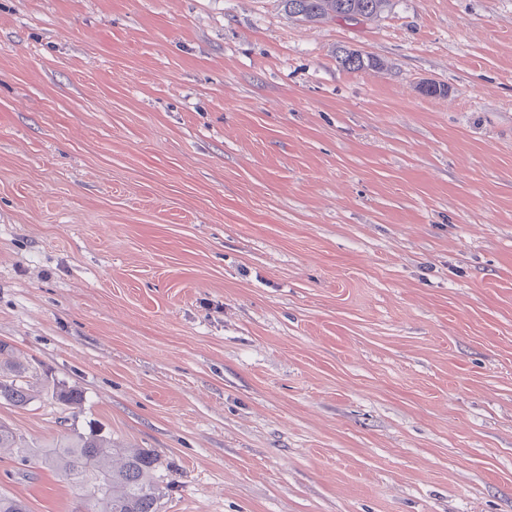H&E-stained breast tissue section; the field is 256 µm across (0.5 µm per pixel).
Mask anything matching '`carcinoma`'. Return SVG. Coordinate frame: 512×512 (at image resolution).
<instances>
[{
	"mask_svg": "<svg viewBox=\"0 0 512 512\" xmlns=\"http://www.w3.org/2000/svg\"><path fill=\"white\" fill-rule=\"evenodd\" d=\"M291 17L306 22L327 18L373 19L390 5V0H281ZM347 70H363L379 65L371 57L356 50H343L336 56ZM32 400L28 387L18 380L11 366L10 354L0 343V402L24 407ZM0 448L13 450L21 463L32 457L41 465L62 473L80 492L81 512H158L165 495L163 480L158 475L160 461L145 448H132L116 454L112 443L91 430L72 431L53 448L35 451L22 448L15 432L0 423ZM0 512H29L24 501L0 492Z\"/></svg>",
	"mask_w": 512,
	"mask_h": 512,
	"instance_id": "1",
	"label": "carcinoma"
}]
</instances>
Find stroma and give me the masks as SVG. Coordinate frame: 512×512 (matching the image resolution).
Instances as JSON below:
<instances>
[{"mask_svg": "<svg viewBox=\"0 0 512 512\" xmlns=\"http://www.w3.org/2000/svg\"><path fill=\"white\" fill-rule=\"evenodd\" d=\"M0 342L159 512H512V0H0ZM291 17L306 22L327 18L373 19L390 5V0H281ZM336 61L342 68L353 71L363 70L365 67H373L380 64L371 57H366L365 60L363 54L356 50H342L336 56Z\"/></svg>", "mask_w": 512, "mask_h": 512, "instance_id": "1", "label": "stroma"}]
</instances>
